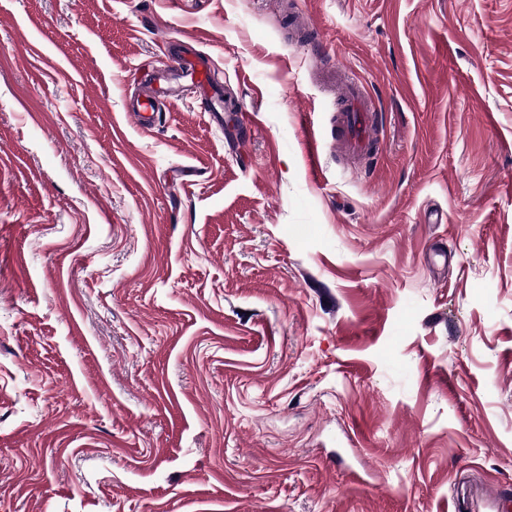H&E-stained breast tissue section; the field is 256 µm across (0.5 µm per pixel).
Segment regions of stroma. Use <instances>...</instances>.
<instances>
[{
    "mask_svg": "<svg viewBox=\"0 0 512 512\" xmlns=\"http://www.w3.org/2000/svg\"><path fill=\"white\" fill-rule=\"evenodd\" d=\"M0 512H512V0H0ZM145 89L133 101L128 113L142 130L151 129L158 115V103L166 97H176L171 93L174 83L188 81L201 96L212 101L211 116L217 124H222V112H237L239 108L224 102L222 91L210 79V66L207 59L193 51L173 56L164 70H149L145 75ZM338 98L345 101L342 121L343 144L350 152L361 154L369 150L373 139V107L364 87L351 83L338 91Z\"/></svg>",
    "mask_w": 512,
    "mask_h": 512,
    "instance_id": "1",
    "label": "stroma"
}]
</instances>
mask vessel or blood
Returning a JSON list of instances; mask_svg holds the SVG:
<instances>
[{"label":"vessel or blood","mask_w":512,"mask_h":512,"mask_svg":"<svg viewBox=\"0 0 512 512\" xmlns=\"http://www.w3.org/2000/svg\"><path fill=\"white\" fill-rule=\"evenodd\" d=\"M181 81L190 82L198 94L208 97L213 106L211 115L214 122H223L230 106L224 102L222 91L210 79L208 60L190 51L172 57L166 69H152L146 73L145 89L133 100L130 112L140 129L148 130L154 126L160 99L169 97L172 84ZM338 96L345 102L343 144L352 153H364L373 139V104L364 87L355 83L340 88Z\"/></svg>","instance_id":"obj_1"}]
</instances>
